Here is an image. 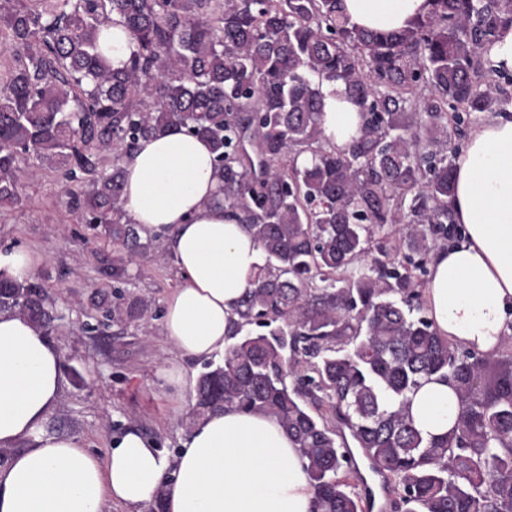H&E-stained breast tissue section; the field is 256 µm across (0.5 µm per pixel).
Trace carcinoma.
Returning <instances> with one entry per match:
<instances>
[{"label":"carcinoma","mask_w":512,"mask_h":512,"mask_svg":"<svg viewBox=\"0 0 512 512\" xmlns=\"http://www.w3.org/2000/svg\"><path fill=\"white\" fill-rule=\"evenodd\" d=\"M431 2L386 34L350 27L339 0H0V209L61 170L77 223L112 239L102 272L127 283L153 238L123 208V156L170 129L205 138L263 263L191 412L273 417L305 460L313 512H368L356 448L390 512H512V355L452 347L421 315L418 277L455 233L448 125L512 107V72L485 65L512 0ZM115 19L131 44L116 69L98 45ZM325 82L361 108L346 149L324 141ZM399 224L397 254L360 267ZM149 309L120 294L112 321ZM0 314L54 327L38 281L0 278ZM433 379L459 414L425 438L409 395Z\"/></svg>","instance_id":"carcinoma-1"}]
</instances>
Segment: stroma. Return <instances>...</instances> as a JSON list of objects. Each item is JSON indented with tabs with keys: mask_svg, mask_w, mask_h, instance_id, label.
Returning <instances> with one entry per match:
<instances>
[{
	"mask_svg": "<svg viewBox=\"0 0 512 512\" xmlns=\"http://www.w3.org/2000/svg\"><path fill=\"white\" fill-rule=\"evenodd\" d=\"M22 206L0 211V247L21 246L40 258L35 274L56 299L60 317L48 338L63 353L64 387L44 430L76 435L105 454L114 437L137 428L172 453L189 431L191 405L162 393L158 374L171 346L163 330L165 300L182 283L173 260L156 261L163 241H153L132 273L131 291L151 302L147 327L116 324L112 280L99 271L105 236L89 235L67 208L58 171L26 183Z\"/></svg>",
	"mask_w": 512,
	"mask_h": 512,
	"instance_id": "1",
	"label": "stroma"
}]
</instances>
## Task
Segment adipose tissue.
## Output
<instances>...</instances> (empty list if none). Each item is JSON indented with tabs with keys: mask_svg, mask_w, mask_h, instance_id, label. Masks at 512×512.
<instances>
[{
	"mask_svg": "<svg viewBox=\"0 0 512 512\" xmlns=\"http://www.w3.org/2000/svg\"><path fill=\"white\" fill-rule=\"evenodd\" d=\"M430 0H341L349 25L397 32L425 17ZM327 142L346 147L361 128L341 84L322 87ZM449 207L457 240L433 251L424 298L438 334L463 350L499 354L512 333V116L487 119L454 160ZM123 206L132 223L164 239L183 278L165 301L172 347L160 387L180 398L195 385L186 359L220 356L224 334L261 263L259 244L215 198L222 184L209 144L166 132L126 155ZM60 349L26 320L0 315V512H143L165 487V512H312L303 463L270 416L229 409L193 426L169 455L136 429L106 454L75 435L44 433L62 394ZM416 427L438 435L459 406L445 382H428L411 400Z\"/></svg>",
	"mask_w": 512,
	"mask_h": 512,
	"instance_id": "ef3b65f1",
	"label": "adipose tissue"
}]
</instances>
